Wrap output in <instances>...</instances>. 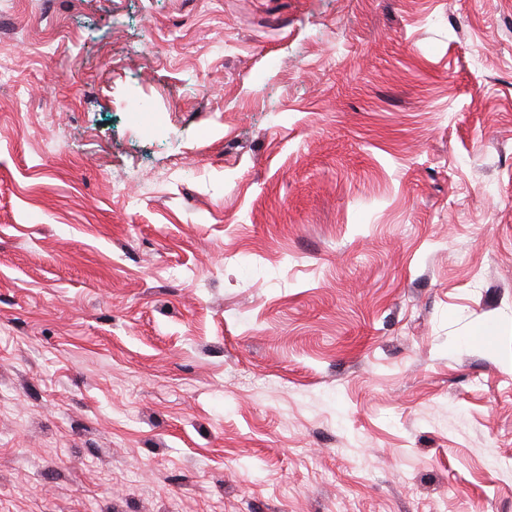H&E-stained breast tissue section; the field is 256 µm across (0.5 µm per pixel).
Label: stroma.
Segmentation results:
<instances>
[{"mask_svg":"<svg viewBox=\"0 0 512 512\" xmlns=\"http://www.w3.org/2000/svg\"><path fill=\"white\" fill-rule=\"evenodd\" d=\"M0 512H512V0H0Z\"/></svg>","mask_w":512,"mask_h":512,"instance_id":"obj_1","label":"stroma"}]
</instances>
